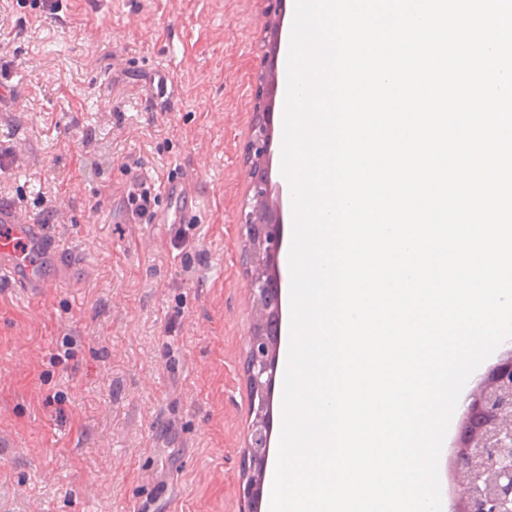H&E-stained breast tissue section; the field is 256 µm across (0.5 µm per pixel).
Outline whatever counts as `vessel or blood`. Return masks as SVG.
Masks as SVG:
<instances>
[{
  "label": "vessel or blood",
  "mask_w": 512,
  "mask_h": 512,
  "mask_svg": "<svg viewBox=\"0 0 512 512\" xmlns=\"http://www.w3.org/2000/svg\"><path fill=\"white\" fill-rule=\"evenodd\" d=\"M74 265L70 254L51 236L47 225L0 204V276L13 287L39 296Z\"/></svg>",
  "instance_id": "1"
}]
</instances>
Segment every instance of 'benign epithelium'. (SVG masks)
<instances>
[{
  "label": "benign epithelium",
  "mask_w": 512,
  "mask_h": 512,
  "mask_svg": "<svg viewBox=\"0 0 512 512\" xmlns=\"http://www.w3.org/2000/svg\"><path fill=\"white\" fill-rule=\"evenodd\" d=\"M277 67L271 63L261 76L254 98L257 113L253 133L245 147L249 194L239 221L249 224L259 261L251 274V290L262 316L282 307V275L274 266L283 247V225L270 210L271 178L267 167L273 126L267 88L276 84ZM277 372L276 354L269 340L257 330L247 352L246 375L253 390L255 420L243 455L242 494L256 509L262 497L270 449L271 391ZM465 421L460 429L459 480L464 512H501L500 503L512 502V352L495 368L491 379L468 397Z\"/></svg>",
  "instance_id": "benign-epithelium-1"
}]
</instances>
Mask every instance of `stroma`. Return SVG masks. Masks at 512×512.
Listing matches in <instances>:
<instances>
[{"instance_id": "obj_1", "label": "stroma", "mask_w": 512, "mask_h": 512, "mask_svg": "<svg viewBox=\"0 0 512 512\" xmlns=\"http://www.w3.org/2000/svg\"><path fill=\"white\" fill-rule=\"evenodd\" d=\"M273 20L267 0H0V201L57 210L79 261L41 299L0 282V512H242L238 215ZM128 202L134 206V212L140 217L146 216L150 213L152 202L154 203L156 197H152L150 186L147 187L146 183H134L128 190Z\"/></svg>"}]
</instances>
